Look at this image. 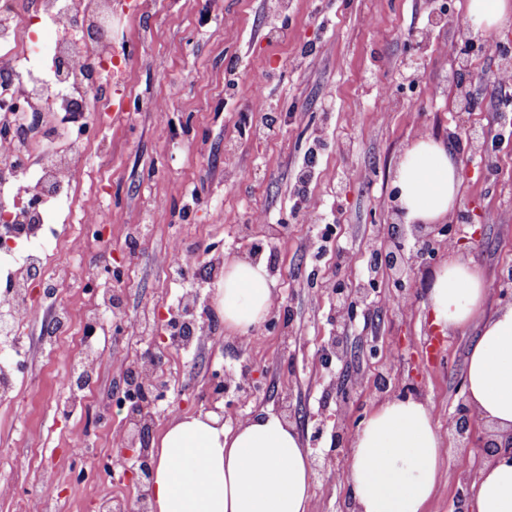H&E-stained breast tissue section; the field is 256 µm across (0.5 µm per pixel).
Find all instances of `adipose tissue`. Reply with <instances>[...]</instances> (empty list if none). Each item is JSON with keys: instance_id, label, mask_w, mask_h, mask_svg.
I'll return each instance as SVG.
<instances>
[{"instance_id": "ef3b65f1", "label": "adipose tissue", "mask_w": 512, "mask_h": 512, "mask_svg": "<svg viewBox=\"0 0 512 512\" xmlns=\"http://www.w3.org/2000/svg\"><path fill=\"white\" fill-rule=\"evenodd\" d=\"M472 31L512 26V0H467ZM461 163L421 136L402 154L394 186L403 220L447 219L461 190ZM482 270L456 254L434 276L427 305L446 330H476L465 372L468 403L499 436L512 433V304L487 313ZM226 332L251 335L269 315L273 293L263 263L224 261L216 288ZM344 474L354 512H425L446 463L443 438L426 403L385 400L352 438ZM153 512H309L312 470L296 428L260 412L236 428L214 413L175 417L153 443ZM473 512H512V455L487 456L471 485Z\"/></svg>"}]
</instances>
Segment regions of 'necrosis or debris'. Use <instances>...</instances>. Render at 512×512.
Masks as SVG:
<instances>
[{"label": "necrosis or debris", "mask_w": 512, "mask_h": 512, "mask_svg": "<svg viewBox=\"0 0 512 512\" xmlns=\"http://www.w3.org/2000/svg\"><path fill=\"white\" fill-rule=\"evenodd\" d=\"M112 0H0V124L35 125L44 134L0 136V208L11 213L12 246L0 247L9 288L0 294V335L23 334L29 275L41 271L42 293L54 300L59 276L48 269L43 234L56 210L68 224L107 223L74 202L75 174L91 147L96 116L87 105L104 84L122 83L127 64L112 43Z\"/></svg>", "instance_id": "obj_1"}]
</instances>
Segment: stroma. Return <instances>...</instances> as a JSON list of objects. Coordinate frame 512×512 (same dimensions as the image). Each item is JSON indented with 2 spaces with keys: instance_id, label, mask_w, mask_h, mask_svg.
I'll return each instance as SVG.
<instances>
[{
  "instance_id": "1",
  "label": "stroma",
  "mask_w": 512,
  "mask_h": 512,
  "mask_svg": "<svg viewBox=\"0 0 512 512\" xmlns=\"http://www.w3.org/2000/svg\"><path fill=\"white\" fill-rule=\"evenodd\" d=\"M447 2V24L432 23L431 0H154L148 12L114 16L112 36L132 67L110 96L129 110L122 120L96 122L75 192L79 208L111 214L110 233L99 240L63 227L52 260L68 272L58 301L70 310L69 335L45 339L47 302L39 276L31 278L20 373L0 398V512H98L106 499L135 504L136 486L112 468L133 427L115 400L150 339L114 334L108 322L88 334L87 318L104 291L119 294L132 319L147 307L176 314L192 290L200 301L214 300L206 268L189 280L171 272L176 239L199 254L226 256L249 255L254 241H266L258 259L273 282L275 324L261 326L260 343L248 348L220 329L190 351L168 349L159 370L169 392L152 409L149 440L174 417L204 412L214 374L244 370L262 390L245 403L235 392L224 395V421L234 426L290 405L310 453V512H349L343 473L357 426L383 401L379 385L423 400L449 458H458L448 420L465 397L473 334H448L436 364L419 345L433 321L427 292L447 253L411 272L407 306L388 304L393 285L380 279V300L357 308L346 325L343 358L323 351L336 329L324 291L365 278L371 246L391 220L398 161L422 135L452 145L464 163L458 209L471 216L464 234L479 233L480 241L456 251L485 271L489 309L503 303L499 285L512 275V84L496 83L503 58L484 45L512 46V28L476 32L479 50L458 61L445 48L461 38L466 0ZM256 75L266 83L261 113L228 92ZM466 92L478 105L465 111ZM265 118L276 129L269 138L258 135ZM480 139L489 143L486 171L468 162L470 141ZM230 152L233 168L224 163ZM310 156L317 178L296 183L295 170ZM148 211L158 220L131 243L129 225ZM255 213L267 223H251ZM313 240L320 251H311ZM345 251L351 262L339 260ZM90 356L91 386L73 394L66 376ZM320 414L333 425L317 440ZM473 428L468 475L446 470L427 512H454L463 480H475L490 432L478 419ZM77 436L85 440L78 457L70 449Z\"/></svg>"
}]
</instances>
